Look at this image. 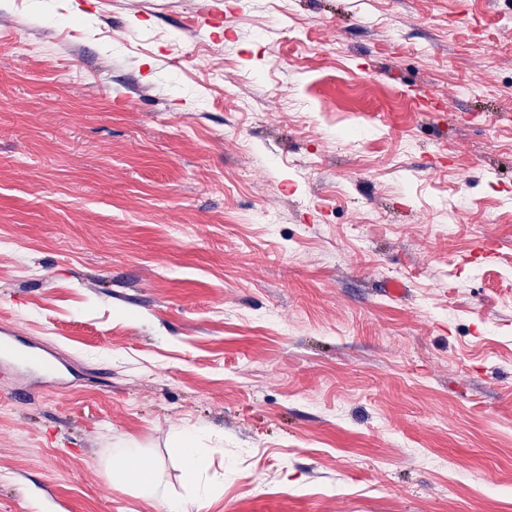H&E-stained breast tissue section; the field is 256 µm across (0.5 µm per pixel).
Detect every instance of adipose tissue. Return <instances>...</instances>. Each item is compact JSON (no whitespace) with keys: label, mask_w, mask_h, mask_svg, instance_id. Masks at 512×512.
Returning a JSON list of instances; mask_svg holds the SVG:
<instances>
[{"label":"adipose tissue","mask_w":512,"mask_h":512,"mask_svg":"<svg viewBox=\"0 0 512 512\" xmlns=\"http://www.w3.org/2000/svg\"><path fill=\"white\" fill-rule=\"evenodd\" d=\"M172 445L182 461L186 478L197 485L192 501L186 502L168 495L156 481L158 461L132 446L114 457L109 467L110 478L114 485L158 502L163 512H205L210 502L221 495L222 489L217 485H203L199 482L200 450L196 432H175Z\"/></svg>","instance_id":"1"}]
</instances>
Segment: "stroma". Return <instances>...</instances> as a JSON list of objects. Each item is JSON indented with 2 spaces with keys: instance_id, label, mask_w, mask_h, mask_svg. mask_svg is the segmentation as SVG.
Wrapping results in <instances>:
<instances>
[{
  "instance_id": "stroma-1",
  "label": "stroma",
  "mask_w": 512,
  "mask_h": 512,
  "mask_svg": "<svg viewBox=\"0 0 512 512\" xmlns=\"http://www.w3.org/2000/svg\"><path fill=\"white\" fill-rule=\"evenodd\" d=\"M0 512H512V0H0ZM495 214L496 223L486 221ZM454 223L453 236L442 225ZM196 431H177L172 435V445L179 455L185 476L189 481L196 482L200 479V451L197 447ZM137 446H129L109 463L110 478L114 485L136 492L139 496L155 500L164 512H188L187 502L168 495L157 483L158 461L148 457Z\"/></svg>"
}]
</instances>
